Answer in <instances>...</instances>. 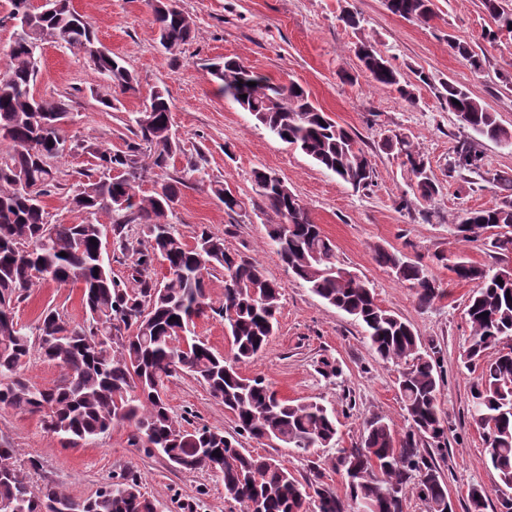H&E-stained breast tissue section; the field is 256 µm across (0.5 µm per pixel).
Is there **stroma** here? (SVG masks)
<instances>
[{"label":"stroma","mask_w":512,"mask_h":512,"mask_svg":"<svg viewBox=\"0 0 512 512\" xmlns=\"http://www.w3.org/2000/svg\"><path fill=\"white\" fill-rule=\"evenodd\" d=\"M434 3V17L423 23L393 15L384 0H173L192 19L195 36L172 54L158 42L149 0H72L99 42L124 58L137 90L114 96L87 57L47 42L39 53L34 93L65 100L64 130L69 139L121 149L134 139V112L142 109L154 89L167 90L171 123L183 151L170 161L166 174L186 182L171 224L188 242L204 229L223 238L227 250L259 264L282 287L278 329L263 352L240 366V373L264 380L288 400L313 399L335 408L339 433L335 448H315L305 455L274 440L238 435L233 416L188 375L166 384L175 414L193 426L207 425L237 436L245 451L279 460L303 482L311 478L312 466L323 464L334 449L359 443L368 418L380 415L397 430L407 428L395 384L396 365L382 361L360 325L313 295L269 246L271 215L262 210L252 179L253 170H269L288 183L311 220L331 239L341 266L366 279L377 300L409 322L423 345L441 348L438 400L450 431L447 447L436 454L435 463L447 481L455 512H466L467 491L474 484L489 492L486 512H498L499 477L488 462L485 437L468 414L473 374L462 363L473 286L457 280L447 260L464 255L482 265L496 264L492 232L463 240L457 220L465 210L502 201L505 189L500 179L512 178V147L463 127L434 88L418 85L416 98L409 103L395 91L376 86L355 55L359 42H372L405 78L414 79L422 69L435 81L452 82L512 130V37L484 39L493 21L481 0ZM346 10L361 14L360 28L341 21ZM452 38L485 55L483 72H474L449 50ZM224 56L241 60L271 81L294 80L306 87L324 112L357 137L371 160L372 184L353 189L225 97L207 69L208 63ZM109 97L115 100L110 108L102 104ZM394 133L408 136L420 149L440 188L433 199L415 200L408 210L400 201L413 198V177L400 159L380 147L383 138ZM465 142L476 145L482 155L480 173L448 170L455 148ZM191 156L199 157L206 180L188 171ZM94 164L93 157L82 152L57 160L58 186L44 199L51 223L79 221L68 200L69 187ZM213 181L241 198L245 211L227 214L209 187ZM378 246L422 259L444 289V297L420 308L413 291L375 263L373 250ZM48 306L71 324L84 321L80 290L71 283L46 282L32 288L17 304L15 317L31 325ZM329 364L335 366V375H325ZM133 431L132 425L119 423L91 444L71 447L47 433L39 416L0 411V441L21 448L23 458L40 462L39 469L29 473L33 486L50 481L73 496L86 497L132 472L162 512H239L207 472L177 470L160 455L133 446Z\"/></svg>","instance_id":"1"}]
</instances>
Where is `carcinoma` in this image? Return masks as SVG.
Segmentation results:
<instances>
[{"label": "carcinoma", "instance_id": "carcinoma-1", "mask_svg": "<svg viewBox=\"0 0 512 512\" xmlns=\"http://www.w3.org/2000/svg\"><path fill=\"white\" fill-rule=\"evenodd\" d=\"M16 22L13 53L0 72V410L42 414L46 431L71 446L87 445L113 425L134 426L135 445L158 452L174 467L188 472L207 470L224 485V494L239 512H352L366 501L373 512H404L406 494L413 490L427 512H448V486L427 445L447 442L448 425L441 415L438 385L441 350L422 347L412 326L378 303L368 283L343 268L335 246L288 184L258 169L253 177L275 220L268 225V243L293 276L326 304L351 316L362 327L374 352L399 366L396 386L408 422L400 434L381 416L365 422L360 442L328 459L329 468L345 478L339 495L313 471L309 493L279 460L247 453L223 431L202 426L190 430L174 414L164 391L169 378L186 373L202 383L232 414L239 434L256 440H277L307 454L313 448L336 446V412L317 401H290L278 396L260 378H246L238 365L267 346L277 328L281 286L246 257L231 253L224 239L206 230L188 244L169 224L185 182L170 178L156 183L150 195L137 184L167 168L181 152L170 121L166 91L156 89L134 117L137 140L125 149L85 146L68 139L62 125L67 105L61 99L34 95L37 50L47 40L83 53L100 80L122 94L136 91V79L125 60L101 50L89 22L71 0H47L33 11L27 0H11ZM389 12L427 22L434 0H385ZM496 28L485 32L495 41L512 34V9L502 0H483ZM152 23L161 46L176 52L195 35L191 18L171 5L152 7ZM448 47L475 71L483 70L484 55L453 38ZM356 55L373 82L393 87L411 102L415 84L374 45L363 42ZM210 74L224 95L317 165L354 188L372 183L373 168L355 137L333 122L309 100L301 85L275 83L255 74L235 59L209 63ZM448 111L477 134L512 146V130L494 113L452 82L440 83ZM381 148L396 154L415 178L417 198L438 193L427 161L407 137L395 134ZM85 150L96 159L101 175H87L69 196L83 215L75 224H51L44 197L57 187L51 159ZM482 157L471 144L457 147L449 172H476ZM119 172L106 177L102 171ZM224 209L239 213L245 203L216 186ZM127 224H142L146 240L130 248ZM112 230L113 251L131 258L127 277L112 273L105 261L100 234ZM496 229L492 246L500 251V266L492 270L463 255L450 270L463 282L475 284L467 305L470 326L466 367L477 373L470 386L472 423L483 431L490 463L498 473L499 512H512V197L459 217L457 232L471 240ZM96 243H90V240ZM66 256H61V253ZM167 263L168 274L156 281L148 272L156 262ZM375 263L395 273L413 290L421 308L431 307L444 291L426 265L398 251L378 246ZM220 269L231 286L219 306L210 302L207 275ZM77 283L82 291L85 321L71 325L53 307L39 314L29 328L15 320V305L43 282ZM210 312L224 319L232 356L191 335L194 319ZM185 343L187 348L180 347ZM57 362L62 378L41 388L23 378L21 368L32 352ZM219 456H214L213 452ZM39 468L34 458L21 459L20 449L0 444V508L6 512H161L159 503L141 491L138 478L128 474L94 494L77 498L58 486L33 488L28 470ZM488 491L473 485L467 512H485Z\"/></svg>", "mask_w": 512, "mask_h": 512}]
</instances>
